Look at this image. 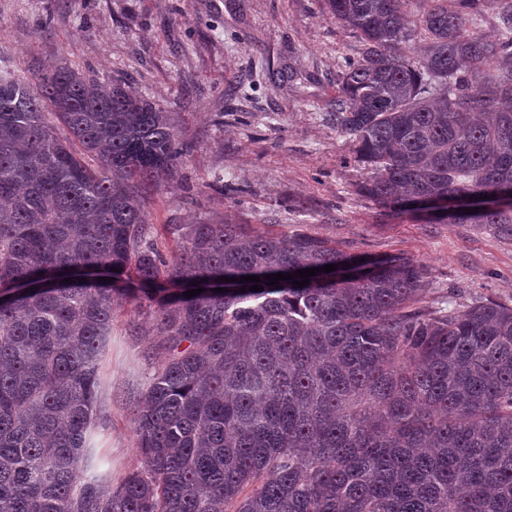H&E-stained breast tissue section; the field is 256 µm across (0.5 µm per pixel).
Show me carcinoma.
<instances>
[{
    "mask_svg": "<svg viewBox=\"0 0 512 512\" xmlns=\"http://www.w3.org/2000/svg\"><path fill=\"white\" fill-rule=\"evenodd\" d=\"M323 2L360 43L329 104L359 191L398 213L489 197L451 223L512 237V0ZM35 78L0 75V512H512L511 305L426 315L413 260L359 276L332 241L250 224H166L165 258L147 207L182 157L172 113L119 79ZM119 297L160 336L141 467L114 486L92 437Z\"/></svg>",
    "mask_w": 512,
    "mask_h": 512,
    "instance_id": "carcinoma-1",
    "label": "carcinoma"
}]
</instances>
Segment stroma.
Here are the masks:
<instances>
[{"mask_svg": "<svg viewBox=\"0 0 512 512\" xmlns=\"http://www.w3.org/2000/svg\"><path fill=\"white\" fill-rule=\"evenodd\" d=\"M358 48L322 0H0L1 73L28 78L62 64L126 80L176 113L187 150L150 209L163 255L175 247L167 224L304 231L359 257L419 263L424 313L512 304L511 238L387 213L359 192L367 172L326 115L336 63ZM223 184L234 194L220 195ZM158 339L156 307L115 305L96 433L116 480L139 464L132 411Z\"/></svg>", "mask_w": 512, "mask_h": 512, "instance_id": "1", "label": "stroma"}]
</instances>
